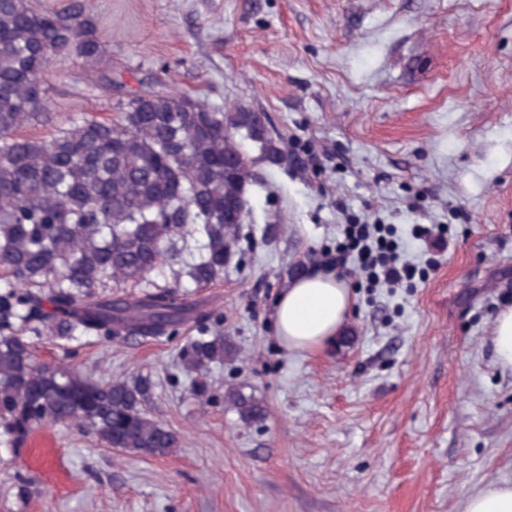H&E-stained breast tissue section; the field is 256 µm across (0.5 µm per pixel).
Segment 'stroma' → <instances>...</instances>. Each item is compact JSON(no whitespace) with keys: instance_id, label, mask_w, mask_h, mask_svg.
Masks as SVG:
<instances>
[{"instance_id":"35a3bbf8","label":"stroma","mask_w":512,"mask_h":512,"mask_svg":"<svg viewBox=\"0 0 512 512\" xmlns=\"http://www.w3.org/2000/svg\"><path fill=\"white\" fill-rule=\"evenodd\" d=\"M109 62L74 57L45 77L44 135L75 112H112L152 89L263 113L289 163L260 161L251 218L222 283L160 338H37L50 362L147 377L161 456L46 425L69 481L49 485L24 448L0 447V512H463L512 483V372L492 329L512 306V0H89ZM312 143L321 174L293 163ZM373 203L417 276L396 288L346 278L345 339L287 348L274 310L292 276L324 270L341 209ZM468 213L466 223L450 218ZM442 225L431 240L414 225ZM224 333L234 356L196 375L193 341ZM241 387L266 407L243 424ZM29 484L30 497L17 495Z\"/></svg>"}]
</instances>
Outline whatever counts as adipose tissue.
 <instances>
[{"label":"adipose tissue","mask_w":512,"mask_h":512,"mask_svg":"<svg viewBox=\"0 0 512 512\" xmlns=\"http://www.w3.org/2000/svg\"><path fill=\"white\" fill-rule=\"evenodd\" d=\"M350 306L348 288L332 275L296 278L278 300L277 335L288 348L318 349L340 334Z\"/></svg>","instance_id":"obj_1"}]
</instances>
